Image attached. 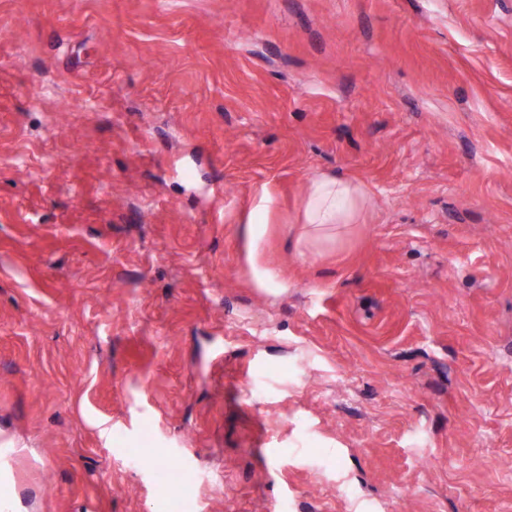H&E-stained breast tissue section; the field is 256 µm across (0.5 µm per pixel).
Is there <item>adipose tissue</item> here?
Masks as SVG:
<instances>
[{
	"mask_svg": "<svg viewBox=\"0 0 512 512\" xmlns=\"http://www.w3.org/2000/svg\"><path fill=\"white\" fill-rule=\"evenodd\" d=\"M366 202L365 191L353 181L335 175H316L304 202L306 236L318 239L332 229L357 223Z\"/></svg>",
	"mask_w": 512,
	"mask_h": 512,
	"instance_id": "1",
	"label": "adipose tissue"
}]
</instances>
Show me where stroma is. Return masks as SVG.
Wrapping results in <instances>:
<instances>
[{
	"label": "stroma",
	"instance_id": "35a3bbf8",
	"mask_svg": "<svg viewBox=\"0 0 512 512\" xmlns=\"http://www.w3.org/2000/svg\"><path fill=\"white\" fill-rule=\"evenodd\" d=\"M136 457L512 512V0H0V494L175 512ZM367 202L366 192L353 181L328 174L311 179L304 202L305 235L319 239L336 227L356 224Z\"/></svg>",
	"mask_w": 512,
	"mask_h": 512
}]
</instances>
